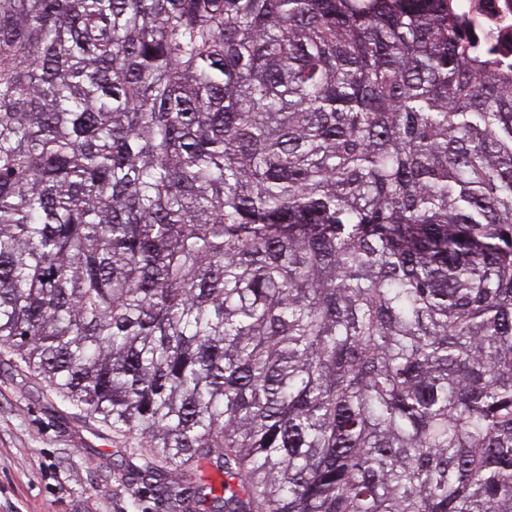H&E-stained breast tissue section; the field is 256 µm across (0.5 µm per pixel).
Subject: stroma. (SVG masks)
Returning <instances> with one entry per match:
<instances>
[{
  "mask_svg": "<svg viewBox=\"0 0 512 512\" xmlns=\"http://www.w3.org/2000/svg\"><path fill=\"white\" fill-rule=\"evenodd\" d=\"M122 456L107 427L0 356V512H167Z\"/></svg>",
  "mask_w": 512,
  "mask_h": 512,
  "instance_id": "35a3bbf8",
  "label": "stroma"
}]
</instances>
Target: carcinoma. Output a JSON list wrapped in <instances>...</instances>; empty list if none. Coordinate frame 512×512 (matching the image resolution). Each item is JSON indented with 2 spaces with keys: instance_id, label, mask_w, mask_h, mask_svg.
<instances>
[{
  "instance_id": "carcinoma-1",
  "label": "carcinoma",
  "mask_w": 512,
  "mask_h": 512,
  "mask_svg": "<svg viewBox=\"0 0 512 512\" xmlns=\"http://www.w3.org/2000/svg\"><path fill=\"white\" fill-rule=\"evenodd\" d=\"M461 23L0 0V346L195 512H512V61Z\"/></svg>"
}]
</instances>
